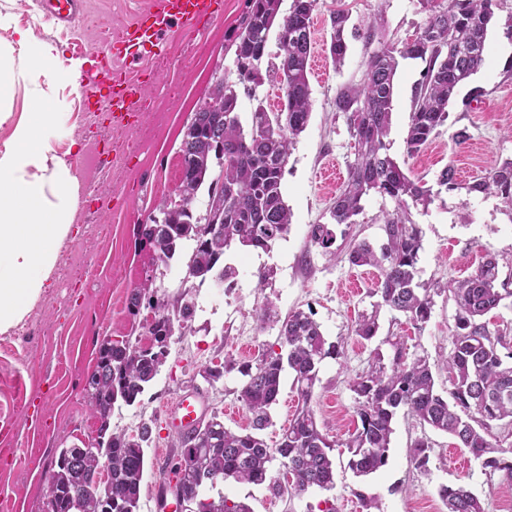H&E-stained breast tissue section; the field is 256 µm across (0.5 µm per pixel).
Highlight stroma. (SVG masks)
<instances>
[{
	"label": "stroma",
	"mask_w": 512,
	"mask_h": 512,
	"mask_svg": "<svg viewBox=\"0 0 512 512\" xmlns=\"http://www.w3.org/2000/svg\"><path fill=\"white\" fill-rule=\"evenodd\" d=\"M139 2L90 0L88 15L71 29L37 17L33 0H0V11L11 13L19 28L32 29L54 44L63 59L81 53L90 63L102 39L133 19ZM344 2L352 23L381 15L387 37L394 42L414 38L428 18L419 0ZM246 6L247 0H221L203 34L178 31L163 56L146 55L131 68V75L141 80L151 74L161 77L148 88V110L133 127H113L111 114L90 111L76 82L61 78L55 84L56 106L68 113L71 129L55 151L73 163L84 186V201L73 234L59 249L50 288L21 329L0 334V504L9 512H45L51 461L59 449L81 446L96 430L87 380L103 341L130 335L143 344L149 341L146 313L134 316L127 308L132 289L147 270L133 229L150 222L158 200L176 197L182 176V129L208 97L215 75H234L230 44ZM334 7V0H318L313 14V110L283 180L284 198L293 213L288 235L267 252L238 247L224 255L225 265L235 269L245 263L274 268L271 288L258 292L255 278L247 275L226 278L220 287L209 280L191 289L190 329L172 338L166 363L140 402L114 410L110 419L111 430L130 436L145 426L152 430L139 512H157V490L177 441L165 415L178 395L201 393L209 413L221 415L226 427H248L250 415L238 398L239 374L231 372L210 383L201 373L227 358L251 360L277 343V328H260L256 320L265 299H272L283 315L292 310L312 313L324 335L341 343V355L321 366L313 406L323 432L343 437L359 422L350 381L367 369L375 352H389L386 337H400L407 357L427 355L437 366L439 390L447 391L450 383L442 364L453 348L456 307L444 286L469 276L488 253L503 259L502 276L512 275V217L500 198L465 189L512 158V38L506 35L512 0H503L488 30L490 64L459 87L447 121L413 157L405 152V138L414 89L426 63L418 58L399 61L387 136L390 153L412 178L431 187L446 166H453L460 187L441 191L428 209L412 212L423 238L416 279L435 291L429 321L418 327L385 308L374 339L355 335L359 314L374 302L369 292L376 271L350 265L343 252L363 239L381 242L382 216L396 204L375 193L364 197L355 224L335 229L342 252L335 260H328L310 240L312 225L329 223V209L340 192L329 172L336 168L347 173L355 159L354 141L343 114L334 108V98L341 88L360 82L368 59L363 42L353 40L342 64H333L329 14ZM461 131L466 134L462 140L457 137ZM392 428L387 464L365 477L337 465L332 490H312L289 500L267 487L232 480L218 483L215 490L246 501L253 512H323L327 506L334 512H366L361 503L365 497L374 499L380 512H442L440 487L463 484L481 500L485 512H512V479L505 472L485 469L456 439L405 414H397ZM419 439L430 443L422 468L412 453Z\"/></svg>",
	"instance_id": "stroma-1"
}]
</instances>
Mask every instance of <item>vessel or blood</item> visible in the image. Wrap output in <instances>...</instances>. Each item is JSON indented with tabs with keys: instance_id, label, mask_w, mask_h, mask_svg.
<instances>
[{
	"instance_id": "vessel-or-blood-1",
	"label": "vessel or blood",
	"mask_w": 512,
	"mask_h": 512,
	"mask_svg": "<svg viewBox=\"0 0 512 512\" xmlns=\"http://www.w3.org/2000/svg\"><path fill=\"white\" fill-rule=\"evenodd\" d=\"M85 4L86 0H36L40 12L65 26L83 14ZM213 14L212 0H151L98 53L96 63L81 71L79 85L83 97L110 110L115 125H124L128 117L139 111L143 88L127 80L123 63L138 60L146 51L163 52L173 27L198 31L205 28ZM203 406L201 394L181 395L167 412L169 425L175 433H191L203 419Z\"/></svg>"
}]
</instances>
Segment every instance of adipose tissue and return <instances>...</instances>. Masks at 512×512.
I'll return each mask as SVG.
<instances>
[{
  "label": "adipose tissue",
  "mask_w": 512,
  "mask_h": 512,
  "mask_svg": "<svg viewBox=\"0 0 512 512\" xmlns=\"http://www.w3.org/2000/svg\"><path fill=\"white\" fill-rule=\"evenodd\" d=\"M75 75L74 66L32 31L0 43V128L11 131L0 144V333L16 326L43 294L82 202L71 162L53 147L68 129L51 82ZM20 86L31 107L18 114L13 96Z\"/></svg>",
  "instance_id": "obj_1"
}]
</instances>
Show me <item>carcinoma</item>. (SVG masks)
Masks as SVG:
<instances>
[{
	"label": "carcinoma",
	"instance_id": "cac0c4a2",
	"mask_svg": "<svg viewBox=\"0 0 512 512\" xmlns=\"http://www.w3.org/2000/svg\"><path fill=\"white\" fill-rule=\"evenodd\" d=\"M283 0H247V12L233 39L237 80L216 79L214 91L182 129L180 156L185 179L180 181L181 200L164 199L157 208L159 224L137 226L141 250L153 253L162 264L182 262L181 287L194 282L222 280L230 267L224 254L233 247L268 251L288 234L292 214L282 194V180L291 149L308 126L312 112L309 61L313 13L317 0H291L281 12ZM500 0H421L429 12L425 27L411 42L397 47L379 35L380 17L361 28L357 37L369 54L360 84L341 89L335 99L343 114L357 157L347 180L330 209L336 225L355 223L362 200L378 193L395 200L397 208L383 215L384 243L376 248L362 240L347 252L356 267L378 271L370 296L377 298L372 311L360 317L355 335L370 340L379 330L380 308L399 312L417 325L432 312L429 289L416 281L422 231L411 219L410 206L428 207L435 193L412 179L389 153L386 138L392 111L397 57L421 58L426 67L414 94L405 138L409 157L419 154L448 119V105L458 87L484 66L489 24ZM351 15L338 5L330 12V54L334 65L343 62L348 50L345 38ZM278 26L280 54L274 74L283 83L286 112H269L257 102L251 112V133H246L237 112L236 86L262 79L260 65L268 34ZM224 167V183L212 177ZM468 192L494 194L512 214V159H506L483 177L466 186ZM204 205L196 214L194 204ZM311 242L331 257L336 256V233L328 224H314ZM189 254H184L186 243ZM456 305L453 348L445 360L451 388L438 389L427 356L405 358L403 348L390 342L393 357L384 362L376 354L367 371L350 384L357 396L360 425L346 438L331 439L320 429L312 399L319 382L320 365L340 355L338 344L328 340L312 314L294 310L277 319L272 304L256 311L261 327L279 325V349L269 348L258 359H232L204 370L203 378L219 380L237 372L242 382L238 397L251 417L250 428L233 431L213 415L189 437L178 440L176 456L184 460L173 472L175 491L192 501L193 512H253L243 500L205 493L208 487L232 479L255 486L268 485L278 497L300 496L311 489L329 491L335 483L336 456H346V466L357 476H367L388 459L392 423L404 411L422 425L447 433L482 460L484 467L512 474V447L494 433L512 426V351L507 333L490 330L483 317L512 298L509 283L500 280L499 259L487 257L467 278L448 286ZM188 291L172 298L153 285L134 288L128 308L137 315L141 308L154 315V346L137 342H105L98 364L88 379L91 404L100 421L99 443L105 457L91 450L60 449L46 490L47 512H105L94 489L105 482L112 493V512H138L144 476L145 448L151 431L144 427L135 436L111 432L110 418L116 407L131 406L153 381L169 354L174 336L188 329L193 310L185 302ZM300 395L288 428L271 448L262 432L271 424V409L277 403L286 373ZM106 460V480H101L100 462ZM288 467L294 483L283 486L273 472V463ZM446 512H485L481 501L464 485L439 490Z\"/></svg>",
	"mask_w": 512,
	"mask_h": 512
}]
</instances>
